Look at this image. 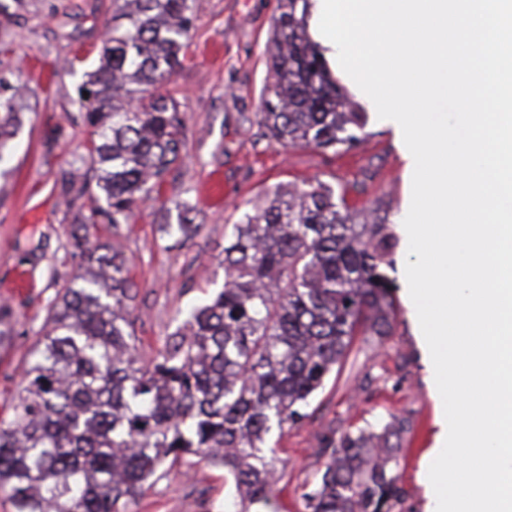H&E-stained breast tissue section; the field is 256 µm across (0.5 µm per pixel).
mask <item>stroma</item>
Wrapping results in <instances>:
<instances>
[{
	"label": "stroma",
	"mask_w": 512,
	"mask_h": 512,
	"mask_svg": "<svg viewBox=\"0 0 512 512\" xmlns=\"http://www.w3.org/2000/svg\"><path fill=\"white\" fill-rule=\"evenodd\" d=\"M278 0H194V26L170 90L180 103L186 146L159 198L139 203L119 240L136 284L138 346L157 351L181 314L224 283V227L250 212L276 184L320 181L348 189L349 204L388 219L398 243L391 277L396 321L390 336L358 337L340 369L313 397L310 419L288 429L278 485L279 512H304L301 495L323 471L322 435L378 427L411 417L398 471L407 512H429L424 465L441 433L434 377L405 278L403 218L412 171L398 127L365 102V141L348 154L286 149L262 138L259 119L270 82L266 46ZM113 0H0V78L21 82L23 124L0 176V422L12 416L20 359L40 331L48 302L77 261L68 245L71 217L55 185L61 169L82 166L92 136L80 117L77 88L92 70ZM193 208L200 234L173 248L162 240L174 202ZM224 471L195 461L188 476L159 479L135 512H224Z\"/></svg>",
	"instance_id": "stroma-1"
}]
</instances>
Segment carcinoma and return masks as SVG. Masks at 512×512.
I'll return each mask as SVG.
<instances>
[{
	"label": "carcinoma",
	"instance_id": "1",
	"mask_svg": "<svg viewBox=\"0 0 512 512\" xmlns=\"http://www.w3.org/2000/svg\"><path fill=\"white\" fill-rule=\"evenodd\" d=\"M193 0H122L96 68L79 87L94 183L61 171L72 210L77 273L49 302L20 361L12 418L0 422V497L13 512H133L154 481L195 455L224 467V512H277L273 436L307 408L357 336H388L395 321L396 241L385 221L361 222L346 193L283 183L227 224L224 285L192 308L145 360L136 348L133 282L118 246L137 200L161 193L182 159L179 103L160 92L185 59ZM309 0H278L266 49L273 82L262 135L284 147L349 153L359 111L309 34ZM18 88L0 79V165L22 124ZM91 204H78L85 194ZM192 208L159 225L182 245L198 235ZM108 224L112 240L89 242ZM413 421L320 441L327 458L303 492L304 512H395L397 473Z\"/></svg>",
	"mask_w": 512,
	"mask_h": 512
}]
</instances>
